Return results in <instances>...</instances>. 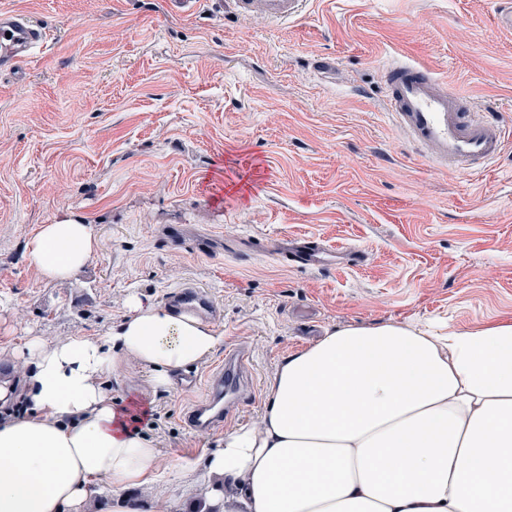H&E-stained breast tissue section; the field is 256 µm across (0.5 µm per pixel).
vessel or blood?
I'll use <instances>...</instances> for the list:
<instances>
[{
  "label": "vessel or blood",
  "instance_id": "vessel-or-blood-1",
  "mask_svg": "<svg viewBox=\"0 0 512 512\" xmlns=\"http://www.w3.org/2000/svg\"><path fill=\"white\" fill-rule=\"evenodd\" d=\"M303 0H233L236 13L250 19L280 22L296 15ZM48 32L31 17L0 10V73L16 71L21 64L43 49ZM388 93L386 111L408 141L448 171H477L493 161L503 150L505 125L487 112H477L463 104V96L454 87L439 80L429 69L409 60L387 65ZM278 249L300 267L319 269L331 265L333 248L307 238L286 237ZM174 301L189 309H207V295L195 288H184L173 295ZM225 366L207 378L192 373L188 386L205 381L208 400L188 414L196 427H211L224 421V402L228 396L243 394L248 378L240 351H229Z\"/></svg>",
  "mask_w": 512,
  "mask_h": 512
}]
</instances>
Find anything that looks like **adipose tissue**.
Segmentation results:
<instances>
[{"instance_id": "obj_1", "label": "adipose tissue", "mask_w": 512, "mask_h": 512, "mask_svg": "<svg viewBox=\"0 0 512 512\" xmlns=\"http://www.w3.org/2000/svg\"><path fill=\"white\" fill-rule=\"evenodd\" d=\"M93 225H41L29 265L64 281L97 254ZM216 328L134 299L102 338L33 339L18 416L0 385V512H140L154 442L100 382L130 360L154 384L211 357ZM173 512H512V321L439 335L346 326L278 365L258 424L226 431ZM99 493H92V486Z\"/></svg>"}]
</instances>
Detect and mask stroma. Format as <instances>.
Returning a JSON list of instances; mask_svg holds the SVG:
<instances>
[{"label":"stroma","instance_id":"obj_1","mask_svg":"<svg viewBox=\"0 0 512 512\" xmlns=\"http://www.w3.org/2000/svg\"><path fill=\"white\" fill-rule=\"evenodd\" d=\"M501 0H306L285 23L238 16L232 0H0L50 40L22 74H0V351L25 370L28 337L97 338L131 296L167 305L196 286L224 348L248 351L250 395L222 426L185 413L203 388L159 387L128 362L112 401L149 411L159 466L199 465L225 431L258 422L288 353L345 325L400 321L472 330L512 319V141L482 172L417 155L383 104L385 67L434 69L470 106L512 124V32ZM333 57L336 71L309 63ZM92 224L94 261L49 282L24 259L40 225ZM181 230L179 242L169 234ZM306 236L361 250L320 270L278 256ZM213 247L199 251L196 239ZM150 512L188 499L172 475L134 490Z\"/></svg>","mask_w":512,"mask_h":512}]
</instances>
